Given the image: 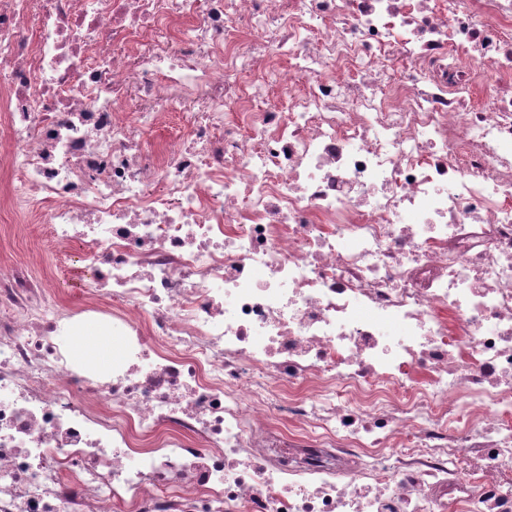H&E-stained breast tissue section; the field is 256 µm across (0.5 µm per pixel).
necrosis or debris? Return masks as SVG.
I'll return each mask as SVG.
<instances>
[{"mask_svg": "<svg viewBox=\"0 0 512 512\" xmlns=\"http://www.w3.org/2000/svg\"><path fill=\"white\" fill-rule=\"evenodd\" d=\"M0 129V512H512V0H0ZM28 263L37 274L58 271L60 257L52 247L43 224L0 222V262Z\"/></svg>", "mask_w": 512, "mask_h": 512, "instance_id": "necrosis-or-debris-1", "label": "necrosis or debris"}]
</instances>
